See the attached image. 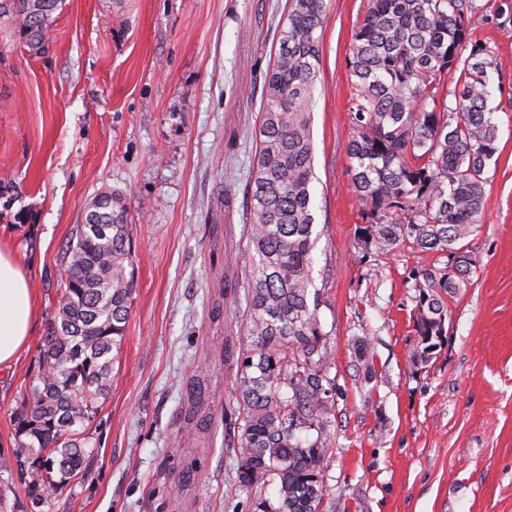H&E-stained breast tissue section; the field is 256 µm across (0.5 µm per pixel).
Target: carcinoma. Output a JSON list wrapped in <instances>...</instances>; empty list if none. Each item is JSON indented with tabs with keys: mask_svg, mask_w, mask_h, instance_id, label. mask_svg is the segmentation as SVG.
I'll return each mask as SVG.
<instances>
[{
	"mask_svg": "<svg viewBox=\"0 0 512 512\" xmlns=\"http://www.w3.org/2000/svg\"><path fill=\"white\" fill-rule=\"evenodd\" d=\"M61 0H0L33 54L44 50ZM490 10L512 23V0H368L348 56L354 89L353 132L346 146L352 184L369 224L364 238L382 252L401 245L429 254L414 308L413 363L427 364L447 338L448 300L467 283L468 252L485 201L487 161L499 126L489 107L498 55L476 42L465 50V21ZM326 0H289L279 49L264 78L259 148L251 176L254 221L247 236L251 271L243 286L242 329L232 384L236 402L228 447L237 460L230 499L246 495L251 512H325L331 500L325 469L335 379L333 354L318 318L320 289L312 277L316 231L315 146L311 102L319 73L318 31ZM454 86L445 93V81ZM95 223L81 226L68 247L58 310L44 336L42 371L15 414L16 461L31 475L39 505L61 496L83 475L89 438L65 425L94 419L120 348L133 294L131 225L119 199L103 195ZM59 467L65 480L44 481ZM274 493H269V488Z\"/></svg>",
	"mask_w": 512,
	"mask_h": 512,
	"instance_id": "cac0c4a2",
	"label": "carcinoma"
}]
</instances>
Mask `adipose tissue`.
<instances>
[{
	"mask_svg": "<svg viewBox=\"0 0 512 512\" xmlns=\"http://www.w3.org/2000/svg\"><path fill=\"white\" fill-rule=\"evenodd\" d=\"M31 333L29 281L13 255L0 249V365L13 362Z\"/></svg>",
	"mask_w": 512,
	"mask_h": 512,
	"instance_id": "ef3b65f1",
	"label": "adipose tissue"
}]
</instances>
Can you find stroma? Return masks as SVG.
<instances>
[{
    "label": "stroma",
    "instance_id": "obj_1",
    "mask_svg": "<svg viewBox=\"0 0 512 512\" xmlns=\"http://www.w3.org/2000/svg\"><path fill=\"white\" fill-rule=\"evenodd\" d=\"M326 3L312 276L337 387L329 512H512V24L482 12L469 22L470 40L503 62L490 100L498 151L447 341L419 365L407 353L428 259L365 242L345 151L347 60L367 0ZM287 6L64 0L38 56L0 15V248L27 272L35 312L27 349L0 366V512H247L224 496L236 468L227 416L246 343L239 284L257 116ZM106 194L133 226L126 333L86 430L84 475L34 511L15 465L14 415L42 370L66 247Z\"/></svg>",
    "mask_w": 512,
    "mask_h": 512
}]
</instances>
